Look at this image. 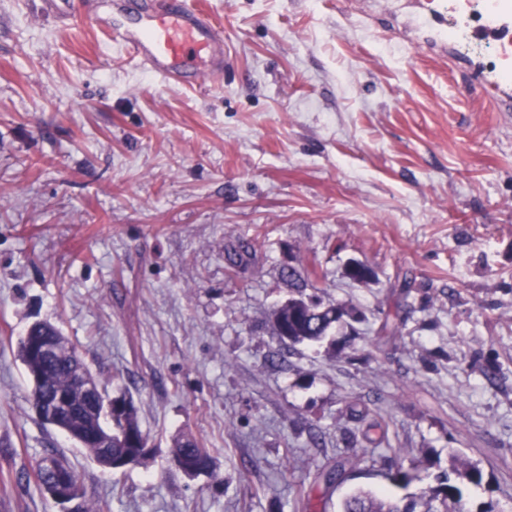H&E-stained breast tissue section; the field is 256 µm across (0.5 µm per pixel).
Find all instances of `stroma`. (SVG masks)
<instances>
[{"instance_id":"35a3bbf8","label":"stroma","mask_w":512,"mask_h":512,"mask_svg":"<svg viewBox=\"0 0 512 512\" xmlns=\"http://www.w3.org/2000/svg\"><path fill=\"white\" fill-rule=\"evenodd\" d=\"M83 2L0 0V512H59L26 476L54 449L109 512H299L306 490L338 512L358 486L420 493L453 454L483 472L466 512H512V111L483 54L422 26L426 0H210L223 74L165 83L75 23ZM288 267L363 312L335 350L276 335ZM37 320L130 389L148 468L40 423L16 357ZM354 402L387 444L345 445ZM182 433L214 475L172 466Z\"/></svg>"}]
</instances>
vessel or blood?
I'll return each instance as SVG.
<instances>
[{
	"mask_svg": "<svg viewBox=\"0 0 512 512\" xmlns=\"http://www.w3.org/2000/svg\"><path fill=\"white\" fill-rule=\"evenodd\" d=\"M139 20L104 21L109 41L153 74L176 83L216 75L224 64V30L201 0H130ZM466 40L512 41V0H496L480 24L462 25Z\"/></svg>",
	"mask_w": 512,
	"mask_h": 512,
	"instance_id": "obj_1",
	"label": "vessel or blood"
}]
</instances>
